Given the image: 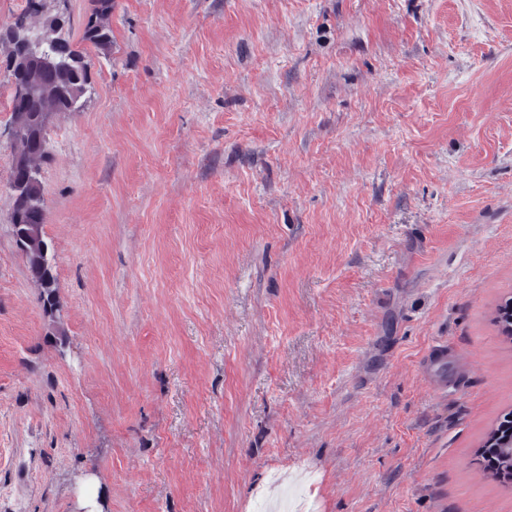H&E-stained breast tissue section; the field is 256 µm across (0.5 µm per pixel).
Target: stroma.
<instances>
[{"label":"stroma","mask_w":512,"mask_h":512,"mask_svg":"<svg viewBox=\"0 0 512 512\" xmlns=\"http://www.w3.org/2000/svg\"><path fill=\"white\" fill-rule=\"evenodd\" d=\"M44 4L91 88L49 312L0 67V512H512V0H115L107 58ZM44 221V200L42 196L28 193L25 199L13 196L11 224L17 238L20 226H35L42 233ZM30 276L35 280L40 288H43L42 300L46 308H50L51 292L54 288V275L52 262L44 266L38 259L29 258L27 260ZM475 461L493 480L512 483V410L487 433Z\"/></svg>","instance_id":"obj_1"}]
</instances>
